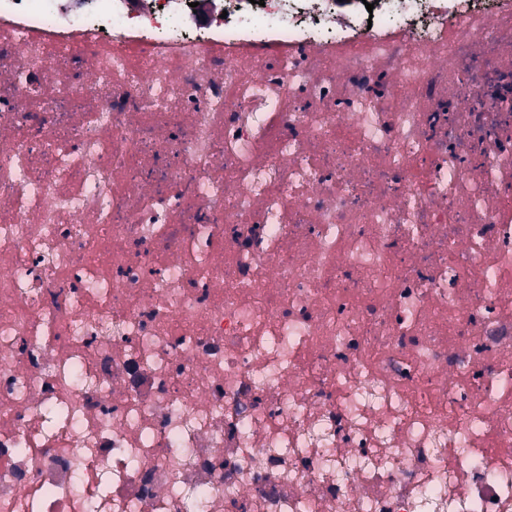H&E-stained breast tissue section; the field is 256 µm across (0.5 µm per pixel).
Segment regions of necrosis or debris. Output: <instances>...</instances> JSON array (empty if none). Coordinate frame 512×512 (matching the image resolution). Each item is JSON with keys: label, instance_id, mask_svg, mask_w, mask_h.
I'll return each mask as SVG.
<instances>
[{"label": "necrosis or debris", "instance_id": "1", "mask_svg": "<svg viewBox=\"0 0 512 512\" xmlns=\"http://www.w3.org/2000/svg\"><path fill=\"white\" fill-rule=\"evenodd\" d=\"M0 0V512H512V0Z\"/></svg>", "mask_w": 512, "mask_h": 512}]
</instances>
